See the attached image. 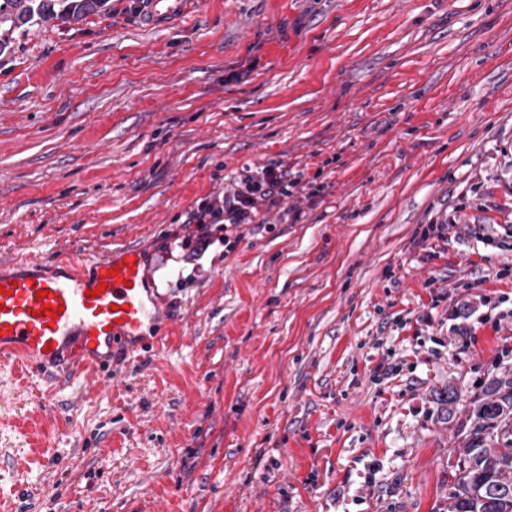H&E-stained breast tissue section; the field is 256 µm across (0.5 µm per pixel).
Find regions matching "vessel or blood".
I'll list each match as a JSON object with an SVG mask.
<instances>
[{"instance_id":"1","label":"vessel or blood","mask_w":512,"mask_h":512,"mask_svg":"<svg viewBox=\"0 0 512 512\" xmlns=\"http://www.w3.org/2000/svg\"><path fill=\"white\" fill-rule=\"evenodd\" d=\"M184 0H148L144 18L164 27L180 18ZM142 253L127 246L93 261L65 251L54 269L26 258L0 271V361L36 365L45 375L103 379L104 363L133 352L144 322L159 318L149 304ZM58 317L42 314L43 306Z\"/></svg>"}]
</instances>
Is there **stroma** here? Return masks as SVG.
Masks as SVG:
<instances>
[{"instance_id": "1", "label": "stroma", "mask_w": 512, "mask_h": 512, "mask_svg": "<svg viewBox=\"0 0 512 512\" xmlns=\"http://www.w3.org/2000/svg\"><path fill=\"white\" fill-rule=\"evenodd\" d=\"M134 7L0 53V264L135 245L167 317L105 389L0 363V512H440L470 397L512 371V319L448 322L512 299L484 240L512 235V0ZM271 161L320 194L231 251L179 239ZM429 224L450 231L425 249ZM144 19L150 27H164L180 18L184 11V1L188 0H143ZM474 301L478 303L477 306H474ZM488 303V298L481 295H476L474 298L466 299L463 303H460L459 300L456 301L455 307H453L451 311L448 312V321H455V323H452L450 327L455 330L463 331L465 329V324L463 321H457L461 319H469L476 312V310L471 313L464 312L470 310L471 308L477 307L478 309L481 306H487Z\"/></svg>"}]
</instances>
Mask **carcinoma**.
Returning <instances> with one entry per match:
<instances>
[{
	"label": "carcinoma",
	"instance_id": "obj_1",
	"mask_svg": "<svg viewBox=\"0 0 512 512\" xmlns=\"http://www.w3.org/2000/svg\"><path fill=\"white\" fill-rule=\"evenodd\" d=\"M64 3L62 13L56 2ZM104 0H0V51L6 34L59 15L72 20ZM458 460L448 472L451 491L442 512H512V372L490 379L472 399V418Z\"/></svg>",
	"mask_w": 512,
	"mask_h": 512
}]
</instances>
